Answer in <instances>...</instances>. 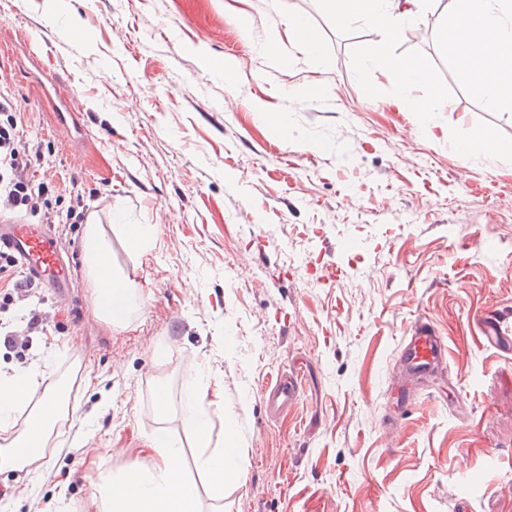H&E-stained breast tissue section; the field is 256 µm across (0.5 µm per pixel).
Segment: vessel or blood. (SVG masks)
Instances as JSON below:
<instances>
[{
	"instance_id": "b4317fda",
	"label": "vessel or blood",
	"mask_w": 512,
	"mask_h": 512,
	"mask_svg": "<svg viewBox=\"0 0 512 512\" xmlns=\"http://www.w3.org/2000/svg\"><path fill=\"white\" fill-rule=\"evenodd\" d=\"M56 97L72 121H79V94L69 86L55 89ZM11 252L21 262L30 280L55 288L65 295L69 286V270L63 260L56 238L46 225L23 219L0 222V250ZM480 330L485 341L499 349L512 346V323L507 319L488 316L481 318ZM448 350L430 320L417 318L402 339L395 358L393 383L403 395H411L415 387L441 375L447 367ZM300 382L296 376H277L268 385L266 407L278 415L292 408L297 400Z\"/></svg>"
}]
</instances>
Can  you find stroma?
Returning <instances> with one entry per match:
<instances>
[{"instance_id":"obj_1","label":"stroma","mask_w":512,"mask_h":512,"mask_svg":"<svg viewBox=\"0 0 512 512\" xmlns=\"http://www.w3.org/2000/svg\"><path fill=\"white\" fill-rule=\"evenodd\" d=\"M288 3L317 29L319 61L287 44L261 53L283 29L266 0H0L7 89L57 187L51 207L66 212L74 179L100 224L155 227L140 257L111 234L143 300L126 327L96 312L83 225L55 227L68 299L42 286L11 304L25 273L0 277V320L47 317L28 345L0 343V374L36 367L67 387L43 457L0 473L13 512H92L102 477L149 462L160 428L183 448L199 512H512V354L478 327L512 316V155L458 152L486 129L512 141V105L460 79L440 0L420 40L391 43L429 71L414 95L436 109L430 129L397 110L386 77L358 71L382 31L338 24L326 0ZM59 84L83 100V135L54 112ZM424 315L448 367L400 409L396 352ZM288 371L299 401L270 418L263 390ZM192 380L224 393L213 441L238 433L220 498L181 420Z\"/></svg>"}]
</instances>
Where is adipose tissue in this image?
Wrapping results in <instances>:
<instances>
[{
  "instance_id": "obj_1",
  "label": "adipose tissue",
  "mask_w": 512,
  "mask_h": 512,
  "mask_svg": "<svg viewBox=\"0 0 512 512\" xmlns=\"http://www.w3.org/2000/svg\"><path fill=\"white\" fill-rule=\"evenodd\" d=\"M424 0H330L338 21L368 23L385 34L384 40L366 45L358 57L360 72L378 71L397 89V102L407 112L430 119L423 102L414 97V87L428 81L427 69L417 59L391 53L390 42L413 26ZM450 23L440 38L456 58L463 79L479 96L491 103H512V0H444ZM88 274L99 296L97 307L115 325L127 324L136 304L135 285L111 261L112 244L98 224L86 225L83 238ZM36 374L23 373L0 380V430L25 427L6 446L0 447V472L31 465L40 457L52 433L62 391L51 386L39 402L30 399L37 386ZM188 401L181 412L182 423L203 453L198 468L215 492H222L227 479L235 477L237 435L225 430L221 447H211L207 406L223 407L222 391L207 393L199 382L185 387ZM152 460L137 463L104 483L99 490L98 512H195L196 485L183 478V451L166 433L150 438Z\"/></svg>"
}]
</instances>
